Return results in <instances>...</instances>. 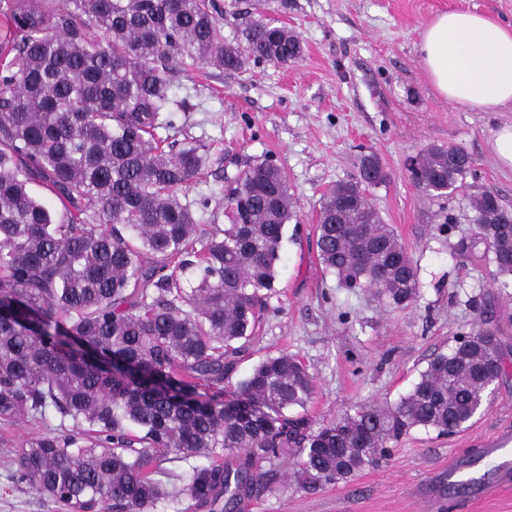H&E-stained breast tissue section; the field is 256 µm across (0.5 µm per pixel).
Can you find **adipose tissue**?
<instances>
[{
  "label": "adipose tissue",
  "mask_w": 512,
  "mask_h": 512,
  "mask_svg": "<svg viewBox=\"0 0 512 512\" xmlns=\"http://www.w3.org/2000/svg\"><path fill=\"white\" fill-rule=\"evenodd\" d=\"M418 49L440 96L486 112L512 106V27L484 14L448 11L422 30Z\"/></svg>",
  "instance_id": "obj_1"
}]
</instances>
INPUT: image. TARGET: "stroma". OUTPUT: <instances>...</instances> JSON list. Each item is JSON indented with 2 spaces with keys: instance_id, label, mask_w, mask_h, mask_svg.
I'll use <instances>...</instances> for the list:
<instances>
[{
  "instance_id": "1",
  "label": "stroma",
  "mask_w": 512,
  "mask_h": 512,
  "mask_svg": "<svg viewBox=\"0 0 512 512\" xmlns=\"http://www.w3.org/2000/svg\"><path fill=\"white\" fill-rule=\"evenodd\" d=\"M224 37L239 38L246 20L262 17L299 36L302 57L243 72L182 68L173 78L187 111L177 113L170 140L209 148L191 198L222 202L228 177L263 159L288 179L298 222L289 226L276 293L241 354L235 379L265 355H298L315 384L311 424L336 419L358 403L394 404L455 336L490 329L501 341L506 371L470 423L451 436L420 429L392 446L389 460L317 491L300 489L281 459L254 512H425L421 496L449 465L475 460L500 430H512V283L467 249L474 235L472 196L494 190L512 209V168L495 160L494 132L512 111L484 112L439 96L417 44L423 28L448 10L484 13L512 25V0H218ZM455 146L474 160L476 177L443 198L422 193L409 170L430 146ZM374 156L385 182L368 196L383 223L418 266L420 294L398 308L371 290L339 287L317 259L316 225L323 193L355 180L362 156ZM12 462L0 450V512H69L14 487ZM445 512H512V487L465 498L443 490Z\"/></svg>"
}]
</instances>
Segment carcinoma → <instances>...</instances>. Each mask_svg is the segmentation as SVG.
Instances as JSON below:
<instances>
[{"mask_svg":"<svg viewBox=\"0 0 512 512\" xmlns=\"http://www.w3.org/2000/svg\"><path fill=\"white\" fill-rule=\"evenodd\" d=\"M12 32L0 42V420L88 427L50 431L10 450L13 481L74 512H155L171 498L156 463L224 457L193 469L182 495L197 512H242L290 454L314 491L391 456L412 429L450 436L503 372L492 330L457 336L393 405H358L312 428V376L294 354L265 356L226 382L274 293L287 226L297 219L282 169L262 160L229 180L213 227L190 200L206 145H162L186 104L170 93L186 60L241 71L301 58L298 35L262 18L245 44L221 32L217 0H0ZM336 184L321 200L317 256L344 288L390 305L419 294L417 267L381 222L367 190ZM474 161L430 147L411 173L439 197ZM68 203L38 201L34 182ZM470 246L512 278V212L486 189L473 201ZM226 224H218L219 218Z\"/></svg>","mask_w":512,"mask_h":512,"instance_id":"cac0c4a2","label":"carcinoma"}]
</instances>
